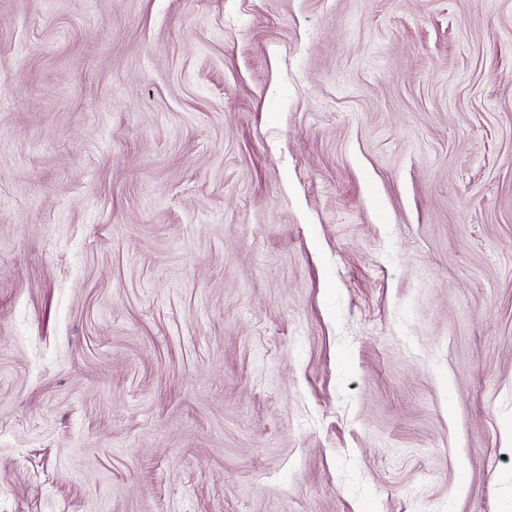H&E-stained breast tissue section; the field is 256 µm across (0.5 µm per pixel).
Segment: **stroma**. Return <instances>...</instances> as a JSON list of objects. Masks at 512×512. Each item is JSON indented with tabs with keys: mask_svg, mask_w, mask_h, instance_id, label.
I'll return each mask as SVG.
<instances>
[{
	"mask_svg": "<svg viewBox=\"0 0 512 512\" xmlns=\"http://www.w3.org/2000/svg\"><path fill=\"white\" fill-rule=\"evenodd\" d=\"M0 512H512V0H0Z\"/></svg>",
	"mask_w": 512,
	"mask_h": 512,
	"instance_id": "1",
	"label": "stroma"
}]
</instances>
